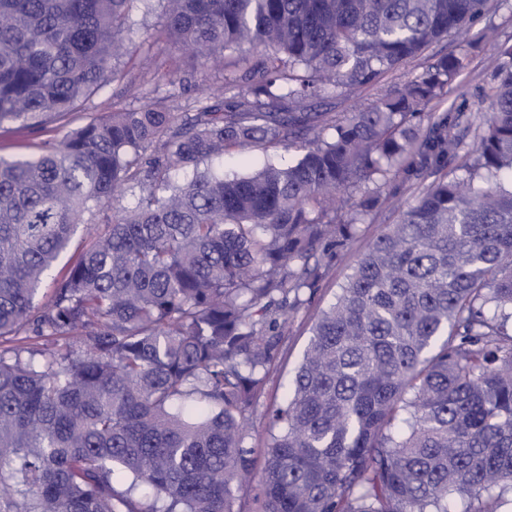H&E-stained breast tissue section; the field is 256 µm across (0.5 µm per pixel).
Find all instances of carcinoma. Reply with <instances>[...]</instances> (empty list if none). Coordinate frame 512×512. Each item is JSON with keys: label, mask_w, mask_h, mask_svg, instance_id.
I'll return each instance as SVG.
<instances>
[{"label": "carcinoma", "mask_w": 512, "mask_h": 512, "mask_svg": "<svg viewBox=\"0 0 512 512\" xmlns=\"http://www.w3.org/2000/svg\"><path fill=\"white\" fill-rule=\"evenodd\" d=\"M491 0H165L164 34L219 95L117 102L35 159L0 157V512H240L249 426L336 251L396 208L316 317L259 483L261 512H499L512 492V43ZM151 0H0V127L63 120L125 73ZM411 80L341 117L448 38ZM492 52L491 110L435 114ZM300 150L226 178L234 147ZM463 174L445 173L457 156ZM183 176L182 181L175 180ZM142 195L120 204L127 188ZM107 210L59 275L86 215ZM497 26L501 40H512V12L508 5L504 4L492 11L480 22L476 23L472 30V37L475 36L485 25ZM378 93L379 89L367 88L344 96H339L337 98L330 99L332 102L331 112H336L338 115L341 116L346 114L347 112H353L355 108H357L361 104L372 102Z\"/></svg>", "instance_id": "carcinoma-1"}]
</instances>
